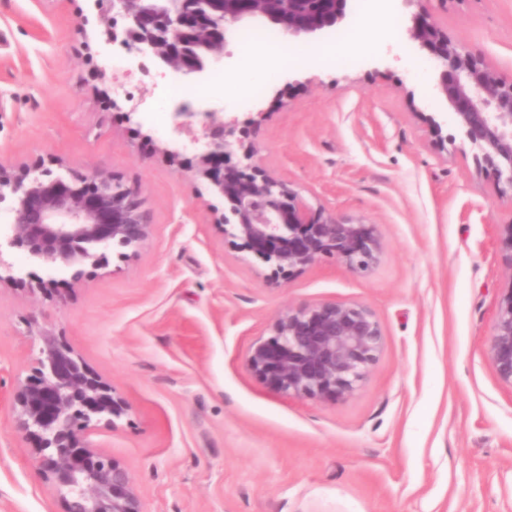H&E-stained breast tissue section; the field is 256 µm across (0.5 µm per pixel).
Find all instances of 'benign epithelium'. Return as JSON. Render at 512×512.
<instances>
[{"instance_id":"obj_1","label":"benign epithelium","mask_w":512,"mask_h":512,"mask_svg":"<svg viewBox=\"0 0 512 512\" xmlns=\"http://www.w3.org/2000/svg\"><path fill=\"white\" fill-rule=\"evenodd\" d=\"M103 35L128 53H151L160 69L199 82L224 59L228 35L240 23L264 19L292 36L326 32L346 17L348 0H95ZM413 8L407 33L438 63L437 91L451 119L425 118L435 143L445 147L442 125L451 121L474 151L481 171L512 189V78L489 69L474 51L457 47L437 24L431 0H403ZM220 102L180 104L175 116H200L196 175L224 198V236L242 252L270 265L271 281L288 279L331 256L349 271L366 274L380 262L383 245L362 221L313 212L299 194L253 162L252 131L264 112L250 110L223 122L212 117ZM0 170V281H23L5 259L25 253L51 268L107 265L106 250L136 249L153 224L138 192L116 179L62 176L50 165ZM383 331L373 312L351 303L321 302L276 314L270 336L253 344L247 367L283 395L336 400L351 394L376 364ZM490 360L512 386V293L498 304ZM14 424L38 444V470L60 497L63 512H141L131 478L119 462L84 444L80 436L115 424L128 406L55 336H39L31 373L13 393Z\"/></svg>"}]
</instances>
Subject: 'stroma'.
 Segmentation results:
<instances>
[{
  "label": "stroma",
  "mask_w": 512,
  "mask_h": 512,
  "mask_svg": "<svg viewBox=\"0 0 512 512\" xmlns=\"http://www.w3.org/2000/svg\"><path fill=\"white\" fill-rule=\"evenodd\" d=\"M452 43L512 75V0H432ZM403 0L385 22L351 0L325 34L281 45L313 59L271 73L233 111L261 110L255 163L310 210L373 225L369 274L322 258L290 279L238 251L224 200L190 165L171 112L112 105V60L94 0H0V169L61 159L139 192L150 238L49 298L0 282V512H62L12 418L41 334L64 341L128 404L88 442L130 474L142 512H512V386L490 361L512 292L499 227L512 198L478 172L455 127L438 150L422 119L447 104L439 69L407 42ZM360 38L323 60L345 33ZM336 301L369 307L377 363L350 395L293 398L246 365L275 314Z\"/></svg>",
  "instance_id": "1"
}]
</instances>
